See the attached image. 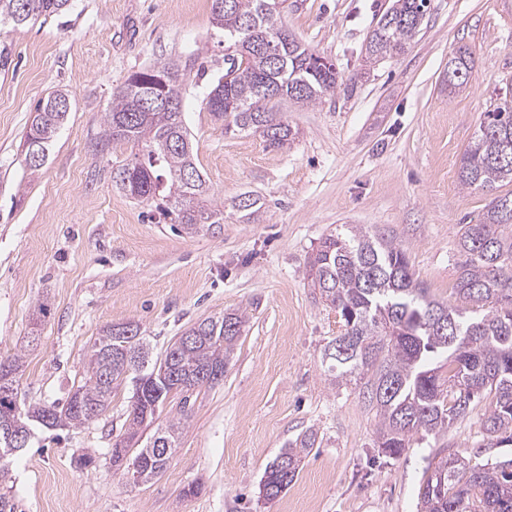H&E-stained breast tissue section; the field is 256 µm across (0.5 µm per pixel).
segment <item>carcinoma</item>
<instances>
[{
    "mask_svg": "<svg viewBox=\"0 0 512 512\" xmlns=\"http://www.w3.org/2000/svg\"><path fill=\"white\" fill-rule=\"evenodd\" d=\"M71 0H0V72L10 69L12 29L61 16ZM425 0H394L378 19L366 44L378 62L404 53L425 18ZM215 36L224 39L232 79L211 83L203 102L224 120L227 132H249L267 146L286 149L297 131L274 111L288 98L312 103L334 91L335 67L284 27L282 0H211ZM471 55L459 47L448 59V91L466 82ZM191 67L160 61L130 75L112 92L92 151L104 154L114 144L133 149L128 162L112 169V185L151 203L172 224L192 234L204 225L224 223V207L199 172L183 101ZM55 92L39 101L25 135L24 155L48 156L70 105ZM491 112L500 120L480 123L463 154L458 179L469 189L492 190L512 182V105L508 92ZM249 220L263 207L243 193L231 204ZM454 302L432 298L415 278L406 254L377 231L357 229L330 234L309 257L307 278L321 301L336 311L343 332L324 349L329 384L364 381L376 410L377 446L397 458L417 433L437 438L473 406L485 403L482 419L487 448L512 446V195L493 198L476 224L457 232ZM248 322L233 309L187 328L152 361L149 343L119 335L109 324L90 345L83 381L66 403L25 408L18 402L19 355L0 360V424L8 421L28 433L76 427L94 421L112 395L131 386L127 427L112 448L114 473L132 485L149 482L167 467L178 448L183 418L175 417L142 447L140 433L150 426L172 393L220 381ZM309 430L281 449L269 463L260 493L269 501L288 490L304 454L317 443ZM418 512H512V457L473 464L460 451L427 467L418 492Z\"/></svg>",
    "mask_w": 512,
    "mask_h": 512,
    "instance_id": "1",
    "label": "carcinoma"
}]
</instances>
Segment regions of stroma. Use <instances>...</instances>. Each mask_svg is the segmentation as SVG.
<instances>
[{
  "mask_svg": "<svg viewBox=\"0 0 512 512\" xmlns=\"http://www.w3.org/2000/svg\"><path fill=\"white\" fill-rule=\"evenodd\" d=\"M391 0H285L283 21L338 72L314 104L278 103L298 131L288 149L228 133L203 103L223 75L210 0H73L62 17L10 33L0 74V359L21 354L20 401L64 404L87 351L110 323L138 324L160 357L198 319L243 308L249 321L223 382L174 394L156 426L185 416L164 473L128 485L112 471L130 388L99 419L36 430L13 457L0 495L17 512H417L429 463L451 446L479 461L483 407L441 440L414 435L395 459L376 444V414L359 384L328 385L324 348L342 320L306 278L323 238L353 224L391 236L418 279L452 296L457 231L493 194L458 182L461 157L498 90L512 79V0H427L408 51L372 65L370 31ZM472 53L463 89L448 92V59ZM205 70L184 94L195 162L218 200L249 193L246 222L185 233L112 185L128 146L97 156L112 91L150 64ZM68 94L71 109L43 165L26 172L22 143L38 100ZM320 439L288 490L259 495L266 466L306 430ZM198 492L187 495L189 485Z\"/></svg>",
  "mask_w": 512,
  "mask_h": 512,
  "instance_id": "stroma-1",
  "label": "stroma"
}]
</instances>
